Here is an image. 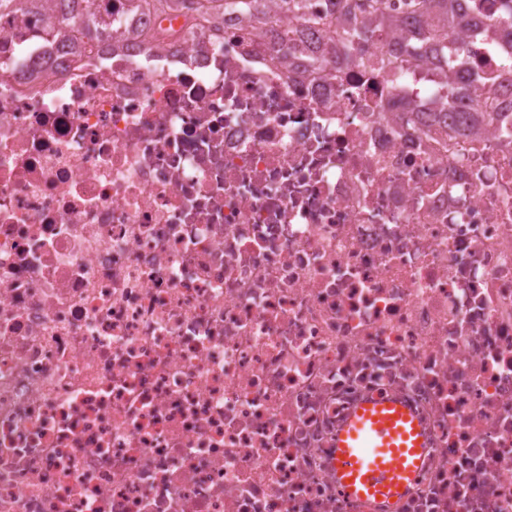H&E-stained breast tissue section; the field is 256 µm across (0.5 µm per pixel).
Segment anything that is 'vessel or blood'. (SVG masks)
<instances>
[{
	"label": "vessel or blood",
	"instance_id": "1",
	"mask_svg": "<svg viewBox=\"0 0 512 512\" xmlns=\"http://www.w3.org/2000/svg\"><path fill=\"white\" fill-rule=\"evenodd\" d=\"M425 446L421 423L402 399H364L336 434L338 486L392 506L407 493Z\"/></svg>",
	"mask_w": 512,
	"mask_h": 512
}]
</instances>
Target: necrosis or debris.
I'll return each mask as SVG.
<instances>
[{
  "mask_svg": "<svg viewBox=\"0 0 512 512\" xmlns=\"http://www.w3.org/2000/svg\"><path fill=\"white\" fill-rule=\"evenodd\" d=\"M256 4L0 12V512H366L336 431L391 396L393 512H512V20L351 51L359 11ZM281 8L294 18L306 25H319L325 22V18L312 10L311 0H278Z\"/></svg>",
  "mask_w": 512,
  "mask_h": 512,
  "instance_id": "4bbe7bcc",
  "label": "necrosis or debris"
}]
</instances>
